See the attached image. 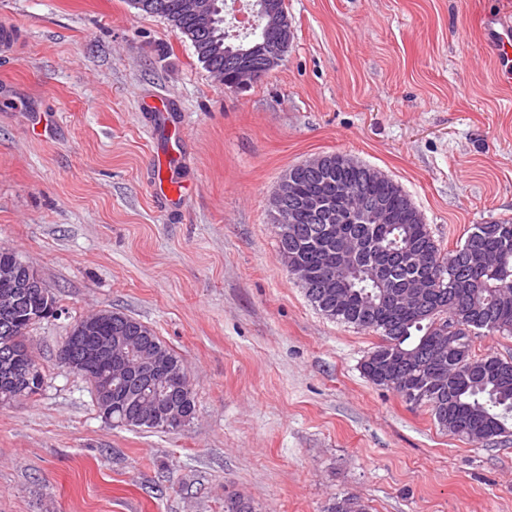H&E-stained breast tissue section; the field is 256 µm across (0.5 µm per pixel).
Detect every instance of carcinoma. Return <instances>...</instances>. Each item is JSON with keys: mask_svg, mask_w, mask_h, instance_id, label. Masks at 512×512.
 <instances>
[{"mask_svg": "<svg viewBox=\"0 0 512 512\" xmlns=\"http://www.w3.org/2000/svg\"><path fill=\"white\" fill-rule=\"evenodd\" d=\"M136 9L164 18L187 38L197 58L215 78L224 74L226 53L262 33L263 24L230 42L226 24L218 19L203 27L185 12L183 0H136ZM369 166L308 172L292 168V188L285 207L302 205L290 213L292 233L278 234L281 258L306 295L327 318L381 335V343L367 352L360 368L376 386L393 388L406 400L428 406L435 421L449 433L472 442H496L512 436V359L495 353H473V338L512 335V222L474 224L463 244L442 250L429 225L409 218L414 206L392 180L367 175ZM340 178L371 199H383L401 213L396 224L351 219L341 200L327 218L316 206L332 190L328 179ZM342 219L344 231L360 237L366 251L347 278L346 294L336 296L321 288L328 252L336 248L330 221ZM403 297L400 311L378 304L383 293ZM53 316L35 285L21 288L17 304L0 314V348H12L10 368L0 367V398L22 383L21 376L35 365L28 346V329L37 320ZM101 334L141 336L159 354L157 369L167 374L182 367L180 358L155 332L121 311L110 312ZM140 379L130 377L112 392L110 420L119 426L176 430L196 415L193 389L184 385L171 405L182 418L163 415L145 418L140 411ZM324 512H365L354 496L334 497Z\"/></svg>", "mask_w": 512, "mask_h": 512, "instance_id": "obj_1", "label": "carcinoma"}]
</instances>
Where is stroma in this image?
<instances>
[{
  "label": "stroma",
  "instance_id": "obj_1",
  "mask_svg": "<svg viewBox=\"0 0 512 512\" xmlns=\"http://www.w3.org/2000/svg\"><path fill=\"white\" fill-rule=\"evenodd\" d=\"M293 40L244 91L129 0H0V247L60 312L28 331L45 375L0 408V512H512V440L472 442L364 378L377 333L326 318L283 263L271 197L340 153L406 192L444 250L512 221V84L481 37L512 0H285ZM188 184L177 206L157 174ZM102 309L181 358L175 431L118 427L60 362Z\"/></svg>",
  "mask_w": 512,
  "mask_h": 512
}]
</instances>
